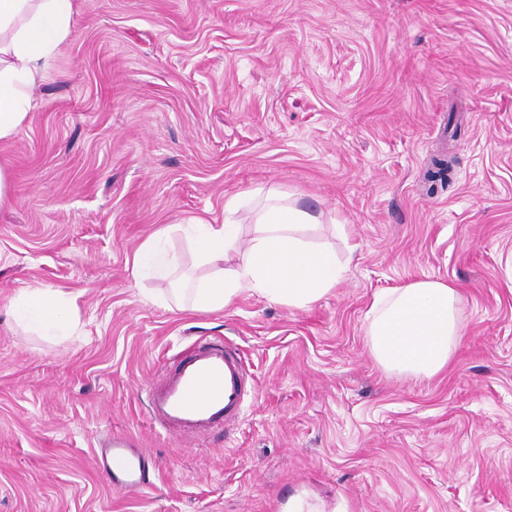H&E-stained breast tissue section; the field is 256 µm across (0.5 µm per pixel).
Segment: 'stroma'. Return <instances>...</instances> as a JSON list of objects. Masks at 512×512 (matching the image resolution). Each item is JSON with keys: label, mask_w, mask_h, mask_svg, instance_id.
I'll return each instance as SVG.
<instances>
[{"label": "stroma", "mask_w": 512, "mask_h": 512, "mask_svg": "<svg viewBox=\"0 0 512 512\" xmlns=\"http://www.w3.org/2000/svg\"><path fill=\"white\" fill-rule=\"evenodd\" d=\"M73 33L0 145V512H279L301 487L350 512H512V0H77ZM277 189L346 272L306 309L243 295L168 309L135 281L167 225ZM426 277L463 336L432 379L385 372L366 313ZM76 296L70 336L9 315ZM245 354L241 420L180 439L146 387L199 339ZM133 436L149 487L113 489L98 440ZM76 296L61 288H22L11 303L12 320L39 336H70L78 326Z\"/></svg>", "instance_id": "obj_1"}]
</instances>
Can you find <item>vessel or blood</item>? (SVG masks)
I'll use <instances>...</instances> for the list:
<instances>
[{"label": "vessel or blood", "mask_w": 512, "mask_h": 512, "mask_svg": "<svg viewBox=\"0 0 512 512\" xmlns=\"http://www.w3.org/2000/svg\"><path fill=\"white\" fill-rule=\"evenodd\" d=\"M248 387L245 361L235 345L224 340L195 343L184 350L148 385L149 414L165 431L180 437H201L219 425L236 422ZM144 453L127 435L101 443L96 464L113 488L144 489Z\"/></svg>", "instance_id": "obj_1"}]
</instances>
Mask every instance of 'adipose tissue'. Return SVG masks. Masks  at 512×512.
I'll return each mask as SVG.
<instances>
[{"mask_svg":"<svg viewBox=\"0 0 512 512\" xmlns=\"http://www.w3.org/2000/svg\"><path fill=\"white\" fill-rule=\"evenodd\" d=\"M76 0H0V143L11 141L33 109L38 78L71 34ZM257 234L239 264L224 259L237 241L236 200L224 206V221L193 217L150 236L136 250L135 278L170 282L162 303H188L199 312L224 309L244 294L269 303L306 309L340 282L344 269L334 251L305 239L306 226L321 217L285 201L276 189L255 190ZM192 240L196 265L210 266L197 278L181 274L168 249L169 234ZM75 297L40 285L20 289L10 307L12 320L41 336H68L78 326ZM459 295L439 279H421L375 295L367 312L369 350L386 372L428 379L451 361L460 336Z\"/></svg>","mask_w":512,"mask_h":512,"instance_id":"ef3b65f1","label":"adipose tissue"}]
</instances>
